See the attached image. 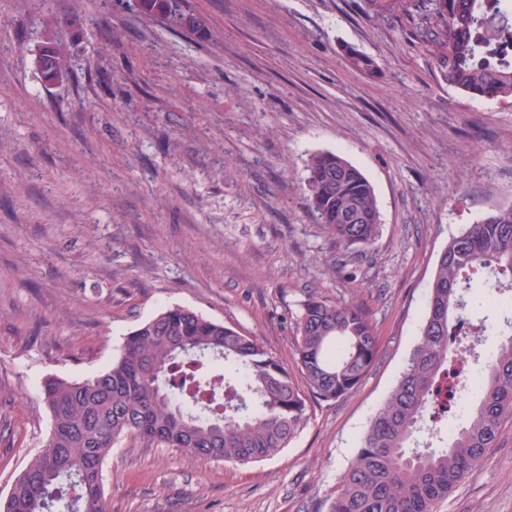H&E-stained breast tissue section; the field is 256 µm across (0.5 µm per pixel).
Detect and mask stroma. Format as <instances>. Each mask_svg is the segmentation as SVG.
Listing matches in <instances>:
<instances>
[{
	"instance_id": "35a3bbf8",
	"label": "stroma",
	"mask_w": 512,
	"mask_h": 512,
	"mask_svg": "<svg viewBox=\"0 0 512 512\" xmlns=\"http://www.w3.org/2000/svg\"><path fill=\"white\" fill-rule=\"evenodd\" d=\"M200 33L134 0H0V497L45 445L46 376L81 380L179 305L294 362L307 294L368 306L379 352L361 385L311 401L279 453L193 463L124 440L110 512H327L399 378L441 251L512 205V103L448 87L420 18L369 0H179ZM71 73L44 86L45 35ZM376 63L350 69L346 48ZM374 187L382 231L343 251L304 196L311 154ZM437 512H512V422Z\"/></svg>"
}]
</instances>
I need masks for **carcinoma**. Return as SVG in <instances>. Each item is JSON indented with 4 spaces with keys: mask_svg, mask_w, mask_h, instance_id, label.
Masks as SVG:
<instances>
[{
    "mask_svg": "<svg viewBox=\"0 0 512 512\" xmlns=\"http://www.w3.org/2000/svg\"><path fill=\"white\" fill-rule=\"evenodd\" d=\"M164 19L177 0H136ZM424 13L418 36L448 86L471 99L512 101V0H403ZM347 65L375 76L355 50ZM41 82L70 73L60 44L45 36L35 57ZM315 221L344 250L380 233L374 188L343 155L305 164ZM438 261L418 340L396 385L363 434L328 512H435L479 466L512 420V306L494 298L512 280V206L499 207L448 241ZM295 368L247 336L196 311L169 307L129 332L103 371L82 379L47 377L41 398L51 417L43 451L13 480L0 512H108L102 464L128 437L178 448L192 461L249 463L288 446L307 420L308 398L339 399L356 389L378 354L369 313L350 301L308 296L295 321ZM503 337L476 379L455 390L480 394L468 423L445 433L434 415L451 370L453 336Z\"/></svg>",
    "mask_w": 512,
    "mask_h": 512,
    "instance_id": "1",
    "label": "carcinoma"
}]
</instances>
